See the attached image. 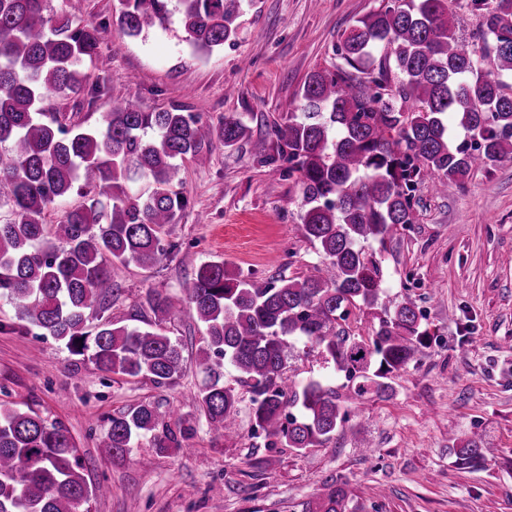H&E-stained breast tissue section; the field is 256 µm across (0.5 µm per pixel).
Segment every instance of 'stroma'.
<instances>
[{"label":"stroma","mask_w":512,"mask_h":512,"mask_svg":"<svg viewBox=\"0 0 512 512\" xmlns=\"http://www.w3.org/2000/svg\"><path fill=\"white\" fill-rule=\"evenodd\" d=\"M381 3L244 0L236 39L201 59L178 23L131 38L119 29L116 0H51L57 15L102 27L88 65L101 93L62 98L56 107L86 127L101 125L114 96L146 112L180 105L213 123L238 113L261 136L296 111L311 71L343 66L335 50L343 31ZM492 5L451 0L473 49L482 47ZM180 176L189 205L162 233L179 250L148 270L113 265L116 292L99 321L143 325L152 317L143 304L148 290L178 297L180 283L210 261L267 280L319 266L301 224L296 178L261 164L250 145L212 148L204 164L185 160ZM416 199L415 224L371 249L383 262L386 297L423 312L431 347L395 376L391 400L360 406L361 430L345 429L302 454L264 447L251 434V395L228 366L224 382L240 397L239 435L210 431L192 400L204 380L201 327L185 312L161 329L182 344L187 368L158 389L99 371L53 337L28 332L1 305L0 401L65 425L88 483L108 488L89 501L90 512H302L332 477L346 484L349 512H512V161L449 183L438 196L420 186ZM149 400L195 420L189 451L160 455L146 437L123 456L101 448L109 418ZM474 431L483 436L481 462L456 469L450 440ZM361 434L369 447H357Z\"/></svg>","instance_id":"35a3bbf8"}]
</instances>
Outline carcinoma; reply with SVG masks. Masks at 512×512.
<instances>
[{
    "mask_svg": "<svg viewBox=\"0 0 512 512\" xmlns=\"http://www.w3.org/2000/svg\"><path fill=\"white\" fill-rule=\"evenodd\" d=\"M242 0H118V23L136 37L178 20L193 50L211 55L233 40ZM50 0H0V301L17 318L64 342L105 373L146 378L157 388L185 371L182 344L161 329L92 324L114 294L115 263L156 266L178 248L162 230L188 206L177 186L182 162L203 148L246 141L259 161L298 176L306 235L318 244L314 275L230 276L211 261L173 300L157 290L144 304L162 319L182 304L203 328L199 365L206 382L193 394L208 427L237 432L235 388L224 365L252 393L253 436L269 448L303 453L326 445L349 422L346 401H386L400 371L420 361L431 338L409 300L382 302L384 271L366 245L385 244L416 223L415 192L439 194L449 181L512 159V0L484 15V70L457 34L449 0H388L344 31L336 51L346 67L311 72L300 111L252 139L240 114L219 126L181 106L144 112L111 99L103 126L67 123L59 98L79 94L101 43V25L50 15ZM453 114L463 137L448 131ZM80 189L83 201L47 225L49 212ZM379 310L371 335L341 322ZM304 341L333 365L339 385L298 384L286 374L287 340ZM195 433L145 401L109 420L101 447L122 456L148 436L159 454ZM482 438L452 439L456 468L481 460ZM104 493L88 484L67 428L33 410L0 402V512H81ZM303 512H348L344 483L322 484Z\"/></svg>",
    "mask_w": 512,
    "mask_h": 512,
    "instance_id": "obj_1",
    "label": "carcinoma"
}]
</instances>
